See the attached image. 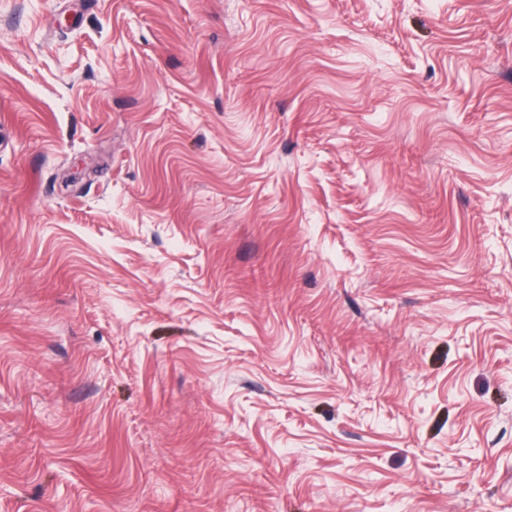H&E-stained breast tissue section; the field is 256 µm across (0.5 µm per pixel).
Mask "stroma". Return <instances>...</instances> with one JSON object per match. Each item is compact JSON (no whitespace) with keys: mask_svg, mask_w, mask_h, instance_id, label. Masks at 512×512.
Here are the masks:
<instances>
[{"mask_svg":"<svg viewBox=\"0 0 512 512\" xmlns=\"http://www.w3.org/2000/svg\"><path fill=\"white\" fill-rule=\"evenodd\" d=\"M0 512H512V0H0Z\"/></svg>","mask_w":512,"mask_h":512,"instance_id":"obj_1","label":"stroma"}]
</instances>
